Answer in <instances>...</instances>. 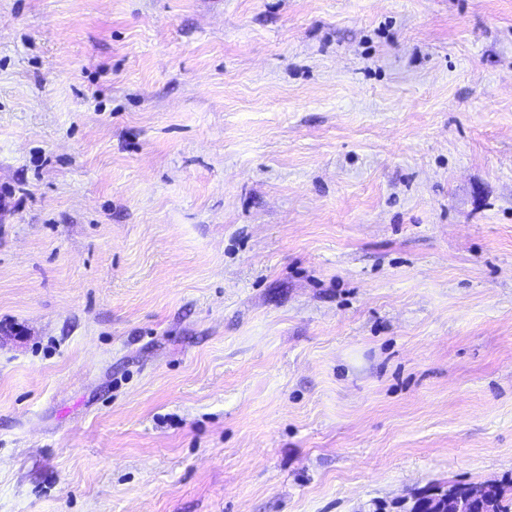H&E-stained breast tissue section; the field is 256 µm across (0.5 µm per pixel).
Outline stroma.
Returning a JSON list of instances; mask_svg holds the SVG:
<instances>
[{
  "instance_id": "stroma-1",
  "label": "stroma",
  "mask_w": 512,
  "mask_h": 512,
  "mask_svg": "<svg viewBox=\"0 0 512 512\" xmlns=\"http://www.w3.org/2000/svg\"><path fill=\"white\" fill-rule=\"evenodd\" d=\"M507 474L512 0H0V512Z\"/></svg>"
}]
</instances>
